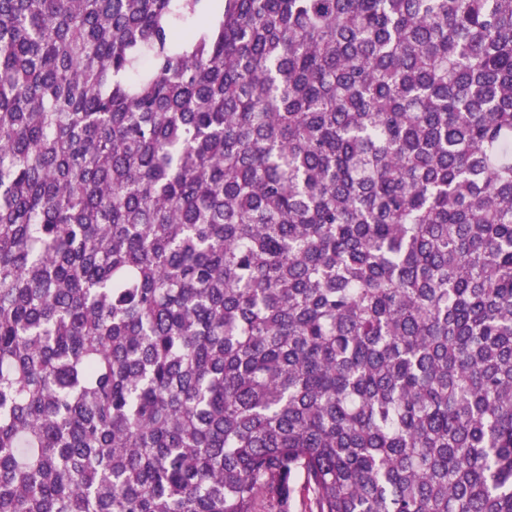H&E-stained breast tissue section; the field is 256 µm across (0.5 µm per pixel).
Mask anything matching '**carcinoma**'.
<instances>
[{
    "mask_svg": "<svg viewBox=\"0 0 512 512\" xmlns=\"http://www.w3.org/2000/svg\"><path fill=\"white\" fill-rule=\"evenodd\" d=\"M512 512V0H0V512Z\"/></svg>",
    "mask_w": 512,
    "mask_h": 512,
    "instance_id": "carcinoma-1",
    "label": "carcinoma"
}]
</instances>
